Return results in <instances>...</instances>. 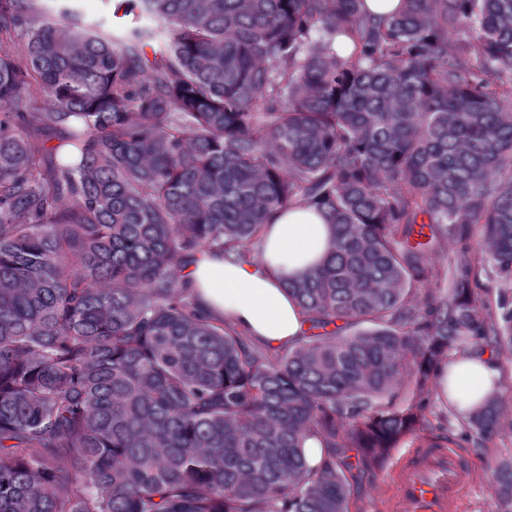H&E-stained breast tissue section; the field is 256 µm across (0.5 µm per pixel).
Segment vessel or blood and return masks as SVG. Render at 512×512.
Instances as JSON below:
<instances>
[{"label": "vessel or blood", "instance_id": "vessel-or-blood-1", "mask_svg": "<svg viewBox=\"0 0 512 512\" xmlns=\"http://www.w3.org/2000/svg\"><path fill=\"white\" fill-rule=\"evenodd\" d=\"M390 478L392 512H458L471 471L463 453L429 440L413 449Z\"/></svg>", "mask_w": 512, "mask_h": 512}]
</instances>
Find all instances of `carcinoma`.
<instances>
[{
    "label": "carcinoma",
    "instance_id": "carcinoma-1",
    "mask_svg": "<svg viewBox=\"0 0 512 512\" xmlns=\"http://www.w3.org/2000/svg\"><path fill=\"white\" fill-rule=\"evenodd\" d=\"M37 2L0 0V512H351L349 452L383 467L441 359L512 343L475 289L512 283V0H122L119 35ZM297 203L332 228L287 284L319 333L275 351L181 270ZM459 248L460 246L453 240L441 241L440 244L435 245L433 260L443 277L436 284L430 285L429 288H441L443 292H446L450 285V273L459 258Z\"/></svg>",
    "mask_w": 512,
    "mask_h": 512
}]
</instances>
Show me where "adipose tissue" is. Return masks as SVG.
I'll use <instances>...</instances> for the list:
<instances>
[{
  "label": "adipose tissue",
  "mask_w": 512,
  "mask_h": 512,
  "mask_svg": "<svg viewBox=\"0 0 512 512\" xmlns=\"http://www.w3.org/2000/svg\"><path fill=\"white\" fill-rule=\"evenodd\" d=\"M331 226L310 207L276 211L255 259L199 254L185 270L199 303L232 321L248 336L278 349L302 336V314L286 284L321 264L329 251ZM439 395L462 414L481 409L500 390L494 359L473 352L437 366Z\"/></svg>",
  "instance_id": "adipose-tissue-1"
}]
</instances>
